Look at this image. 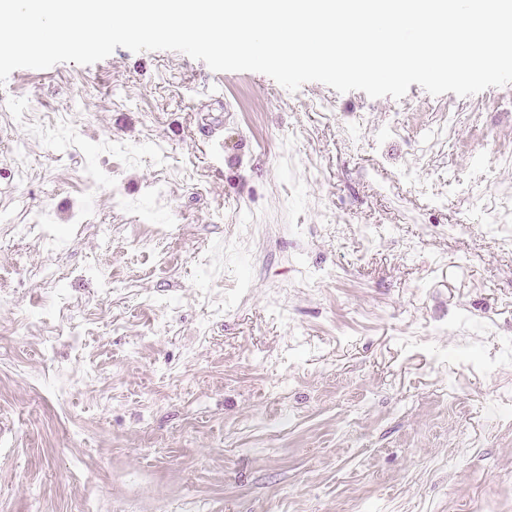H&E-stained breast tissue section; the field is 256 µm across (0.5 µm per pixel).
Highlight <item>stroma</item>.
Segmentation results:
<instances>
[{
    "label": "stroma",
    "mask_w": 512,
    "mask_h": 512,
    "mask_svg": "<svg viewBox=\"0 0 512 512\" xmlns=\"http://www.w3.org/2000/svg\"><path fill=\"white\" fill-rule=\"evenodd\" d=\"M0 100V512H512V85Z\"/></svg>",
    "instance_id": "obj_1"
}]
</instances>
